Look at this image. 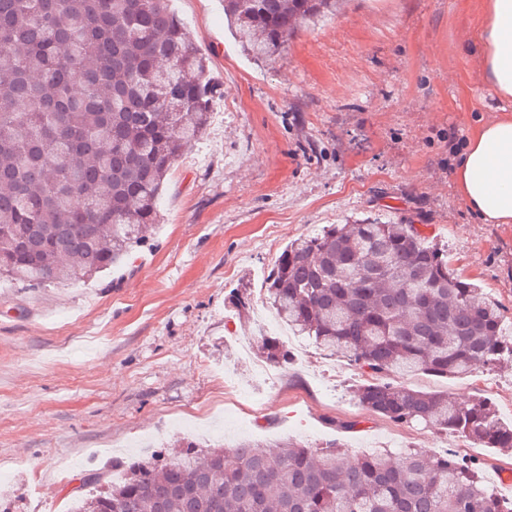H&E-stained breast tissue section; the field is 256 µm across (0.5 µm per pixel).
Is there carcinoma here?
Here are the masks:
<instances>
[{"mask_svg": "<svg viewBox=\"0 0 512 512\" xmlns=\"http://www.w3.org/2000/svg\"><path fill=\"white\" fill-rule=\"evenodd\" d=\"M334 11L336 0H224L228 28L256 61ZM218 94L170 0H0V275L28 288L79 282L144 243ZM263 298L293 335L368 375L352 397L370 412L512 454V420L490 398L386 381L512 365L500 309L415 225L362 220L299 238L268 269ZM228 300L246 316L250 283ZM254 343L265 363L293 364L279 337ZM125 469L75 496L73 512H512L475 461L411 447L351 459L334 443L288 440L273 454L257 441L186 442Z\"/></svg>", "mask_w": 512, "mask_h": 512, "instance_id": "cac0c4a2", "label": "carcinoma"}]
</instances>
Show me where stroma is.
Instances as JSON below:
<instances>
[{
	"mask_svg": "<svg viewBox=\"0 0 512 512\" xmlns=\"http://www.w3.org/2000/svg\"><path fill=\"white\" fill-rule=\"evenodd\" d=\"M483 0H341L278 56L256 62L224 24L223 0H171L218 86L214 118L175 163L162 217L131 257L91 279L0 281V485L12 512H61L91 469L121 475L191 440L207 447L291 438L349 456L415 446L479 460L512 500V458L455 434L373 414L361 371L296 339L293 366L259 373L238 342L276 332L237 318L242 281L260 290L285 246L330 224H415L499 304L512 330V224H485L454 167L500 114L472 38ZM241 393L224 394L223 372ZM402 384L492 399L512 419V369L426 373Z\"/></svg>",
	"mask_w": 512,
	"mask_h": 512,
	"instance_id": "35a3bbf8",
	"label": "stroma"
}]
</instances>
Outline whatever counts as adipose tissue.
I'll list each match as a JSON object with an SVG mask.
<instances>
[{
    "label": "adipose tissue",
    "instance_id": "obj_1",
    "mask_svg": "<svg viewBox=\"0 0 512 512\" xmlns=\"http://www.w3.org/2000/svg\"><path fill=\"white\" fill-rule=\"evenodd\" d=\"M486 83L500 103L499 118L471 134L455 169L457 188L487 224L512 223V0H484L476 32Z\"/></svg>",
    "mask_w": 512,
    "mask_h": 512
}]
</instances>
